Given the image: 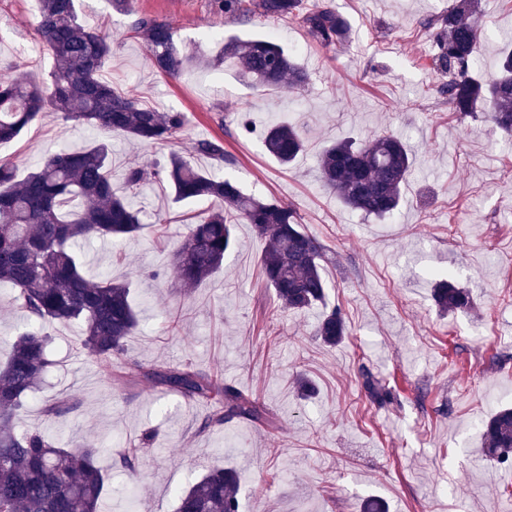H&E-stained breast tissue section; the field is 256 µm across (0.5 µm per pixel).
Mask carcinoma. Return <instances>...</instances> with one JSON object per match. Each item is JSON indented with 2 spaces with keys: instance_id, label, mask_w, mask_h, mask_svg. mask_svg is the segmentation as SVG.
Segmentation results:
<instances>
[{
  "instance_id": "carcinoma-1",
  "label": "carcinoma",
  "mask_w": 512,
  "mask_h": 512,
  "mask_svg": "<svg viewBox=\"0 0 512 512\" xmlns=\"http://www.w3.org/2000/svg\"><path fill=\"white\" fill-rule=\"evenodd\" d=\"M212 5L224 18L239 22L255 15L292 18L310 41L323 47H342L351 40L348 19L330 6L305 10L302 0H212ZM479 13V0H453L447 12L423 23L435 44L433 62L443 78L438 92L448 97L453 111L485 112L497 127L512 134V50L504 53L491 80L474 77ZM37 32L51 53L53 68L47 81L20 71L0 84V144L18 138L49 109L67 121L146 145L178 139L186 124L182 113L161 112L103 77L111 62L112 41L80 22L77 0H39ZM132 37L141 41L151 66L164 76L233 59L242 75L261 87L286 83L303 90L309 83L307 71L271 38L230 40L213 57L187 54L179 48L171 25L152 16L136 20ZM264 146L285 166L305 150L297 127L286 122L267 129ZM194 150L220 165L235 163L217 139L200 140ZM411 166L405 142L391 134L373 135L360 143L340 140L319 156L322 180L343 207L380 219L399 209ZM152 177L166 180L177 202L211 204L175 252L172 271L183 287L198 286L222 265L224 254L235 245L234 225L244 222L268 239L263 274L282 306L301 311L324 300L326 252L304 230L295 209L247 195L236 181L200 170L176 151L160 168L129 167L127 191H137ZM141 229L140 212L112 190L110 152L103 142L50 152L21 179L13 165L0 163V283L14 287L13 303L30 320L0 369V512H100L105 475L97 464L98 449L90 443L66 448L41 432H18L14 420L49 364L47 323H80L81 348L112 372V358L121 354L138 327L130 287L109 276L87 278L74 246L90 238H130ZM434 302L446 312L473 309L470 291L450 280L435 288ZM316 335L330 346L348 336L340 310L334 308L323 317ZM115 380L124 385L149 381L185 400L210 402L218 406L212 418L217 424L228 419L270 424L267 412L247 394L191 363H155L148 368L131 363L115 374ZM362 387L378 405L395 399L387 383L365 370ZM480 434L486 456L500 463L512 460V409L491 416ZM176 512H240L236 471L209 469L178 495Z\"/></svg>"
}]
</instances>
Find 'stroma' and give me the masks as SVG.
<instances>
[{
    "label": "stroma",
    "instance_id": "obj_1",
    "mask_svg": "<svg viewBox=\"0 0 512 512\" xmlns=\"http://www.w3.org/2000/svg\"><path fill=\"white\" fill-rule=\"evenodd\" d=\"M325 2L350 22L346 47L317 45L288 18L225 20L210 0H134L129 13L109 0H81L82 23L112 38L105 74L113 86L159 111L183 113L182 135L170 148L139 146L48 112L0 145V162L22 176L49 150L109 143L112 186L121 192L129 166L162 164L173 149L211 168L194 145L221 140L235 159L224 177L292 206L329 257L324 301L303 312L284 309L263 279L266 241L241 223L223 267L185 290L171 274L173 254L207 206L173 203L154 182L132 198L145 221L137 236L80 245L87 278L132 282L139 330L113 358V371L131 362H190L249 394L277 421L209 424L212 406L148 384L119 385L86 357L79 324L49 325L51 363L17 425L99 446L111 488L104 512H174L176 491L216 463L236 469L242 512H360L368 498L381 499L387 512H512L504 493L512 469L485 457L478 433L512 407V140L483 113L451 111L435 91L441 78L423 21L447 11L449 0ZM36 12L35 0H0V81L18 64L48 77L51 56L29 54L39 43ZM141 15L168 21L184 51L207 56L224 39L274 34L309 84L301 92L258 88L230 60L161 75L129 37ZM479 25L480 73L488 79L512 42V0H481ZM243 114L252 133L237 127ZM273 121L297 125L306 140L291 167L263 148V128ZM381 133L403 137L414 155L402 207L387 219L343 208L318 168L328 141ZM445 277L470 289L474 311L438 312L433 290ZM335 308L349 334L329 346L315 330ZM364 369L395 387L394 403L366 398ZM300 376L313 383L312 395L297 391ZM50 401L69 405V413L47 416ZM127 448L138 451L134 476L114 463Z\"/></svg>",
    "mask_w": 512,
    "mask_h": 512
}]
</instances>
